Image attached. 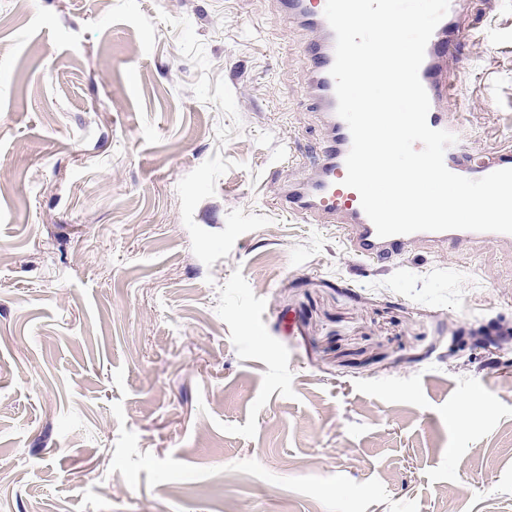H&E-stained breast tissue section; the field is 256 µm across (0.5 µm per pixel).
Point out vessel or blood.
Instances as JSON below:
<instances>
[{
	"instance_id": "b4317fda",
	"label": "vessel or blood",
	"mask_w": 512,
	"mask_h": 512,
	"mask_svg": "<svg viewBox=\"0 0 512 512\" xmlns=\"http://www.w3.org/2000/svg\"><path fill=\"white\" fill-rule=\"evenodd\" d=\"M281 2L289 21L318 28L321 32L319 39L303 47L301 61L312 76V97L326 123V138L314 177L284 188L280 198L282 209L319 219L323 224L335 225L345 246L354 256L382 266L402 259L416 245L436 251L462 243L490 241L497 246L512 249V234L495 232L449 230L378 236L373 223L362 209L359 193L344 184L346 157L352 138L346 122L337 114L335 81L330 74L335 60V34L324 16L326 0ZM461 36L457 11L449 9L427 43L419 78L430 101L427 116L429 126L451 132L457 137L456 142L445 151L446 167L455 174L479 179L498 170L512 169V151L483 157L463 127L451 121L447 112L440 107L441 98L448 93L440 61L454 55Z\"/></svg>"
}]
</instances>
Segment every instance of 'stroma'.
Masks as SVG:
<instances>
[{
  "label": "stroma",
  "instance_id": "1",
  "mask_svg": "<svg viewBox=\"0 0 512 512\" xmlns=\"http://www.w3.org/2000/svg\"><path fill=\"white\" fill-rule=\"evenodd\" d=\"M445 106L512 148V0ZM281 0H0V512H512V255L277 207L326 130Z\"/></svg>",
  "mask_w": 512,
  "mask_h": 512
}]
</instances>
